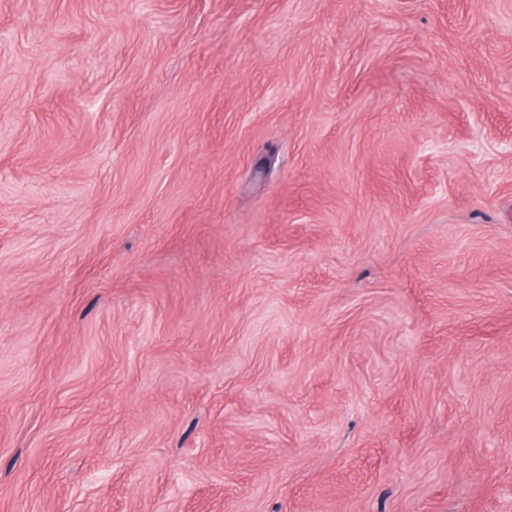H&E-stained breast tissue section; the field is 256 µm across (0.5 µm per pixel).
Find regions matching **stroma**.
Returning a JSON list of instances; mask_svg holds the SVG:
<instances>
[{"label":"stroma","mask_w":512,"mask_h":512,"mask_svg":"<svg viewBox=\"0 0 512 512\" xmlns=\"http://www.w3.org/2000/svg\"><path fill=\"white\" fill-rule=\"evenodd\" d=\"M0 512H512V0H0Z\"/></svg>","instance_id":"1"}]
</instances>
